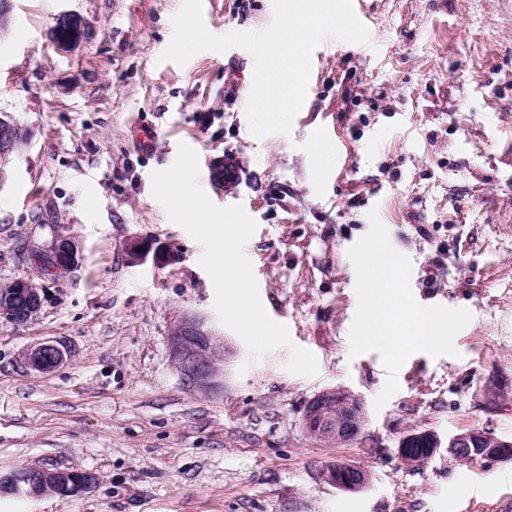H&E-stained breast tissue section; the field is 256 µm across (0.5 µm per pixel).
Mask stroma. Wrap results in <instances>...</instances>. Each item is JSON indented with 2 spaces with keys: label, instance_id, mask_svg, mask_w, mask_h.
<instances>
[{
  "label": "stroma",
  "instance_id": "35a3bbf8",
  "mask_svg": "<svg viewBox=\"0 0 512 512\" xmlns=\"http://www.w3.org/2000/svg\"><path fill=\"white\" fill-rule=\"evenodd\" d=\"M182 0H12L0 36V113L29 127V148L0 186V288L33 278L45 300L23 326L0 319V473L24 466L92 472L73 497L0 499V512H504L512 461L459 464L447 451L417 466L401 439L471 429L512 441V0H376L370 41L325 39L290 135L255 138L245 106L253 58L243 48L160 61ZM215 35L261 31L273 0H202ZM63 11L93 31L79 51L48 37ZM158 133L144 157L129 126ZM336 130L320 165L315 128ZM199 156L198 184L219 207L242 205L245 245L268 315L311 351L314 377L287 371L291 347L253 357L214 308L203 249L151 194L179 144ZM238 174L215 184L213 161ZM378 209L412 263L425 306L471 312L457 356L418 352L399 389L374 399L377 352L349 358L358 307L349 248ZM62 237L79 265L55 277L34 254ZM141 239L166 261L130 263ZM207 315L224 339V391L182 385L168 350L173 321ZM62 342L48 373L21 354ZM345 388L364 401L353 442L308 437L307 401ZM369 470L347 492L323 482L330 461Z\"/></svg>",
  "mask_w": 512,
  "mask_h": 512
}]
</instances>
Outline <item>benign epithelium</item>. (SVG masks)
<instances>
[{
    "instance_id": "1",
    "label": "benign epithelium",
    "mask_w": 512,
    "mask_h": 512,
    "mask_svg": "<svg viewBox=\"0 0 512 512\" xmlns=\"http://www.w3.org/2000/svg\"><path fill=\"white\" fill-rule=\"evenodd\" d=\"M49 36L59 50L74 52L92 37V31L78 14L62 12L49 29ZM31 132L8 115L0 116V186L8 167L16 160V145ZM56 264L51 270L64 274L74 269L80 259L77 244L60 238L52 246ZM131 263L144 262L148 256L161 261L164 253L143 240H133L128 246ZM42 289L29 278H19L0 289V318L15 325L34 320L42 307ZM221 336L198 312L182 314L169 333L170 355L181 383L202 394L224 391V369L219 363ZM68 352L61 345L46 342L22 355L24 364L37 371L49 372L67 360ZM365 421L362 399L346 389H325L314 395L305 406L301 425L304 432L319 441L342 444L358 438ZM441 441L429 431H413L400 442L398 456L408 464L432 458ZM451 458L466 457L469 462L512 459V442L502 441L483 430H467L448 437L446 445ZM322 480L340 490L360 491L370 482V474L351 462H331L321 471ZM89 471L60 467L20 468L0 477L12 494L24 498H39L49 490L67 497L82 494L95 484Z\"/></svg>"
}]
</instances>
